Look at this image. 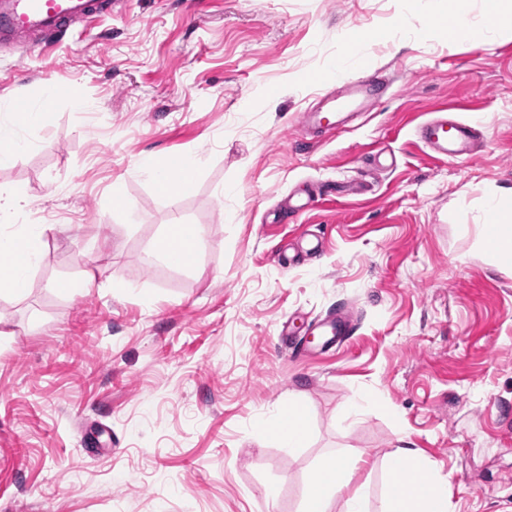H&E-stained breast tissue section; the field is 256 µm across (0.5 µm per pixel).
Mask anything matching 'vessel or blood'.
I'll return each instance as SVG.
<instances>
[{
    "label": "vessel or blood",
    "mask_w": 512,
    "mask_h": 512,
    "mask_svg": "<svg viewBox=\"0 0 512 512\" xmlns=\"http://www.w3.org/2000/svg\"><path fill=\"white\" fill-rule=\"evenodd\" d=\"M104 0H0V43L9 45L29 34H52L71 22L105 10ZM355 80H341L329 100L334 111H354L359 100L373 99L380 92L368 61L357 64ZM477 128L472 123L440 115L422 123L417 135L435 153L451 159H467L477 151ZM313 335L346 340L354 333L349 315L337 313L314 324Z\"/></svg>",
    "instance_id": "1"
}]
</instances>
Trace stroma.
I'll return each mask as SVG.
<instances>
[{
	"mask_svg": "<svg viewBox=\"0 0 512 512\" xmlns=\"http://www.w3.org/2000/svg\"><path fill=\"white\" fill-rule=\"evenodd\" d=\"M447 14L122 0L39 49L0 46V116L57 92L55 123L0 167L28 198L11 227H54L27 296L0 293V512H301L336 452L368 454L355 482L381 512L404 441L447 481L448 512L512 502V267L480 234L485 194L512 191V37L444 42ZM354 50L380 99L337 131L302 123L318 73ZM443 110L483 122L473 158L416 138ZM189 153L203 164L174 199L137 170ZM305 191L312 208L275 223ZM175 221L202 232L186 269L152 253ZM339 309L348 343L287 357L282 323L302 335ZM295 402L308 436L288 450L266 430Z\"/></svg>",
	"mask_w": 512,
	"mask_h": 512,
	"instance_id": "1",
	"label": "stroma"
}]
</instances>
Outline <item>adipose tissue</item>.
<instances>
[{
	"instance_id": "ef3b65f1",
	"label": "adipose tissue",
	"mask_w": 512,
	"mask_h": 512,
	"mask_svg": "<svg viewBox=\"0 0 512 512\" xmlns=\"http://www.w3.org/2000/svg\"><path fill=\"white\" fill-rule=\"evenodd\" d=\"M199 154L156 159L143 158L138 168L149 176L161 194L176 198L192 191L200 167ZM49 227L37 224L0 239V259L9 263V274L0 279V291L20 298L29 288V270L42 255L43 239ZM485 248L502 266H512V193H490L485 199L482 226ZM202 248L201 231L195 224L166 225L152 250L163 263L176 268L192 265L193 254ZM357 461L340 454L324 455L319 463L320 475L309 486L303 512H331L340 504L341 512H364L363 495L352 485ZM391 471L405 470L413 486L390 482L383 512H448L447 484L430 479L419 462L415 449H398L390 458Z\"/></svg>"
}]
</instances>
